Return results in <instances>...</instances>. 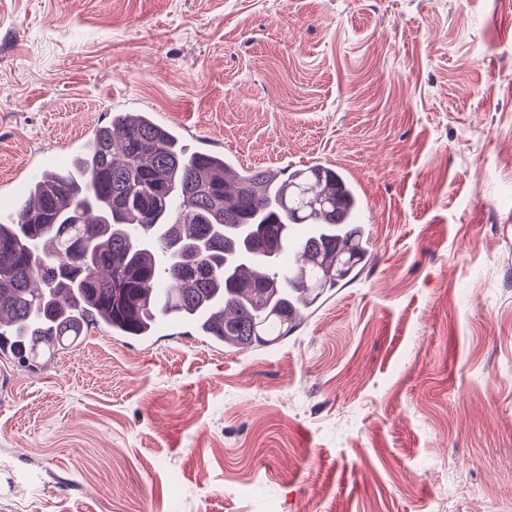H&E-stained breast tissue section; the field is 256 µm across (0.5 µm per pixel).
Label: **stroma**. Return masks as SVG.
<instances>
[{
    "label": "stroma",
    "instance_id": "35a3bbf8",
    "mask_svg": "<svg viewBox=\"0 0 512 512\" xmlns=\"http://www.w3.org/2000/svg\"><path fill=\"white\" fill-rule=\"evenodd\" d=\"M115 112L333 165L371 255L265 348L0 357V512H512V0H0V201Z\"/></svg>",
    "mask_w": 512,
    "mask_h": 512
}]
</instances>
